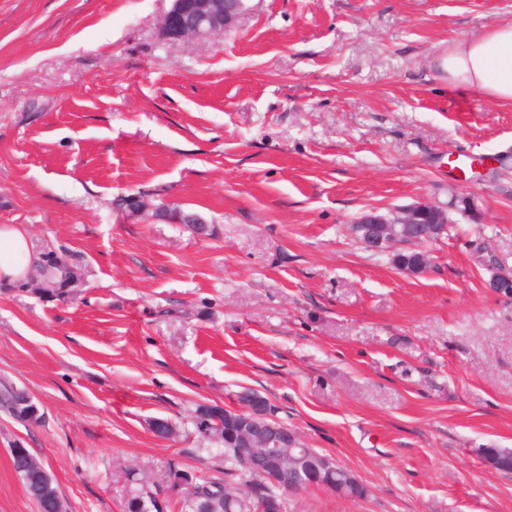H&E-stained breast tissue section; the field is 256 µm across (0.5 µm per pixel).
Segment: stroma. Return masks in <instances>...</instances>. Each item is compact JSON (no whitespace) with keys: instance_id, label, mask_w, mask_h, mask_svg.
I'll return each mask as SVG.
<instances>
[{"instance_id":"obj_1","label":"stroma","mask_w":512,"mask_h":512,"mask_svg":"<svg viewBox=\"0 0 512 512\" xmlns=\"http://www.w3.org/2000/svg\"><path fill=\"white\" fill-rule=\"evenodd\" d=\"M217 42L171 43V0H0V225L76 286L0 284V512H39L31 449L64 512H124L126 470L224 463L202 406L249 387L367 490L285 512H512V105L449 89L448 43L512 0H247ZM211 224L115 209L129 193ZM467 197L414 275L355 241L364 211ZM173 432L157 436L154 419ZM35 278L38 279L39 284H51L54 288H32L34 293L63 297L68 294L67 287L73 276L72 271L61 257L53 252H47L41 256L30 282L25 281L19 284V288L33 286ZM3 388L4 392L1 393L0 400L1 408L18 420L26 419L25 412L32 407L31 404H28V398L23 393L10 390L6 386Z\"/></svg>"}]
</instances>
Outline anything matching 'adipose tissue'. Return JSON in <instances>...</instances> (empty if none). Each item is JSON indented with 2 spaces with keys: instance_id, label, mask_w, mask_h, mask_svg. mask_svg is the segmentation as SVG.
<instances>
[{
  "instance_id": "1",
  "label": "adipose tissue",
  "mask_w": 512,
  "mask_h": 512,
  "mask_svg": "<svg viewBox=\"0 0 512 512\" xmlns=\"http://www.w3.org/2000/svg\"><path fill=\"white\" fill-rule=\"evenodd\" d=\"M439 68L448 83L512 105V24H494L484 32L449 43ZM35 254L25 233L12 224L0 226V281L29 277Z\"/></svg>"
}]
</instances>
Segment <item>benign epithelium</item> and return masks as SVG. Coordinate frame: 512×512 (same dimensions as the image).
<instances>
[{"instance_id":"7a95c632","label":"benign epithelium","mask_w":512,"mask_h":512,"mask_svg":"<svg viewBox=\"0 0 512 512\" xmlns=\"http://www.w3.org/2000/svg\"><path fill=\"white\" fill-rule=\"evenodd\" d=\"M245 0H172L170 10L164 15L159 32L172 42L213 40L224 36V32L237 25L246 13ZM126 212L146 215L154 210L142 196L133 194L124 203ZM448 223V210L429 203H417L396 211L383 214L377 210L362 213L356 220V229L363 232L360 242L376 253L390 251L400 241L422 246L440 240L443 225ZM491 290L500 297L512 298V276L497 270L489 281ZM244 424L270 419L267 405L253 395L239 403L234 409ZM279 434L281 443L264 449L257 455L251 448H235L233 452L250 468L265 469L277 473L288 468L293 484L288 490H302L319 483V474L335 465V461L318 453L313 448L303 449L300 459L295 454L300 437L286 426L279 428L269 425ZM485 462L493 469L512 472V456L496 452L484 456Z\"/></svg>"}]
</instances>
